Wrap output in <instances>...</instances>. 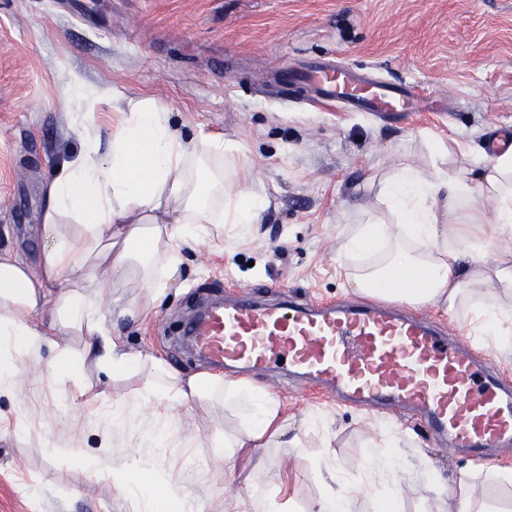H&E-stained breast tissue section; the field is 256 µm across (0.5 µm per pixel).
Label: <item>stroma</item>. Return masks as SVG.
I'll use <instances>...</instances> for the list:
<instances>
[{
  "label": "stroma",
  "instance_id": "stroma-1",
  "mask_svg": "<svg viewBox=\"0 0 512 512\" xmlns=\"http://www.w3.org/2000/svg\"><path fill=\"white\" fill-rule=\"evenodd\" d=\"M331 61L418 84L445 97L447 110L376 116L306 103L301 89L284 93L291 68ZM75 74L89 87L154 98L187 136L239 143L248 163L238 182L269 199L251 230L228 225L222 238L184 248L160 305L112 322L132 351L194 374L209 366L185 346L180 325L203 294L362 302L341 252L376 207L378 177L402 163L430 168L424 134L483 150L496 128L512 125V0H0V225L33 262L43 187L80 148L63 98ZM403 309L470 337L512 380V347L487 344L461 311ZM51 359L47 351L22 364L13 394L0 397V512H137L91 468L104 440L113 470L137 466L196 512H274L287 499L306 512L322 492L314 472L324 452L358 488L355 512H366L371 495L387 492L369 481L367 450L391 433L399 451L380 453L400 478V512H436L440 487L464 470L512 471V445L480 459L434 440L407 412L354 406L283 369L228 368L225 378L277 401L286 437L301 439L297 448L258 449L249 462L211 446L217 432L241 431L236 412L148 403L130 425L109 409L132 403L136 384L74 401L49 378ZM58 448L73 449L69 465L58 463ZM60 479L68 493L55 491Z\"/></svg>",
  "mask_w": 512,
  "mask_h": 512
}]
</instances>
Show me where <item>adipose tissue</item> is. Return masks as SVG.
I'll return each mask as SVG.
<instances>
[{
	"mask_svg": "<svg viewBox=\"0 0 512 512\" xmlns=\"http://www.w3.org/2000/svg\"><path fill=\"white\" fill-rule=\"evenodd\" d=\"M121 115L102 137L79 117L81 148L44 190L37 263L11 244L0 246V397L11 395L19 365L51 351L52 382L71 398L85 396L94 378L139 380L145 400L162 405L238 406L248 400L240 434L227 448H259L282 429L277 402L241 381L215 374H185L165 359L128 350L112 320L132 317L161 301L179 274L182 249L223 233L228 224H255L266 196L231 178L239 146L218 137L185 138L168 108L154 98L112 93ZM436 162L422 170L404 165L379 182L380 214L354 225L344 256L355 262L352 291L415 305L444 303L484 317L481 330L498 346L512 344V234L477 231L455 239L446 215L464 210L480 219L479 199L491 198L494 218L512 225V150L448 171V147L427 137ZM130 289L114 299L115 285ZM321 495L308 512H348L350 492L335 465L315 471Z\"/></svg>",
	"mask_w": 512,
	"mask_h": 512,
	"instance_id": "1",
	"label": "adipose tissue"
}]
</instances>
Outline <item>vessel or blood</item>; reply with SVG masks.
<instances>
[{
  "instance_id": "obj_1",
  "label": "vessel or blood",
  "mask_w": 512,
  "mask_h": 512,
  "mask_svg": "<svg viewBox=\"0 0 512 512\" xmlns=\"http://www.w3.org/2000/svg\"><path fill=\"white\" fill-rule=\"evenodd\" d=\"M315 104L361 112L416 109L417 86L310 65L302 72ZM198 351L228 368L287 363L294 375L335 389L348 402L402 407L432 435L477 452L512 443V384L465 337L448 339L430 319L368 303L315 305L297 297L243 295L206 309L186 326Z\"/></svg>"
}]
</instances>
